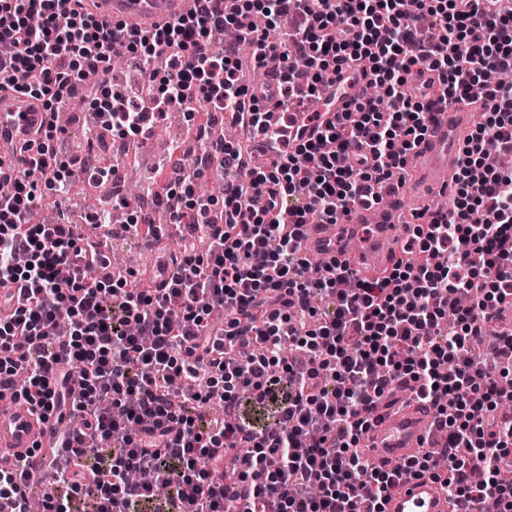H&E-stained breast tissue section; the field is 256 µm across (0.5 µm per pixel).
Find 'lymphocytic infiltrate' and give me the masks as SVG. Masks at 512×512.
Returning a JSON list of instances; mask_svg holds the SVG:
<instances>
[{"label": "lymphocytic infiltrate", "instance_id": "obj_1", "mask_svg": "<svg viewBox=\"0 0 512 512\" xmlns=\"http://www.w3.org/2000/svg\"><path fill=\"white\" fill-rule=\"evenodd\" d=\"M74 0H0V80L47 112L80 87L101 82L94 103L103 128L142 137L154 120L114 83L112 56L168 60L157 98L185 105L217 99L250 135L265 166L214 140L224 202L194 192L201 169L178 184L144 190L178 224L192 223L210 247L183 240L166 288L72 270V225L32 224L43 191L67 194L77 174L51 143L19 150L0 197V284L26 295L0 319V392L69 421L50 449L45 484L27 465L0 467V512H140L164 484L175 512H383L393 486L447 460L453 512L475 499L512 512V410L499 383L512 375V83L489 87L480 123L459 150L448 207L411 226L403 256L368 276L343 265L312 267L307 228L333 224L425 139L434 112L470 98L490 70L512 71V0H201L198 12L144 36L119 33ZM266 27L287 17L284 38L243 33L258 68L274 65L271 95L303 115L300 140L265 122L239 73L238 46L219 42L238 14ZM380 97L354 99L335 123L302 112L335 87L345 65ZM426 65L430 79L416 82ZM266 193V209L254 199ZM224 220L212 222L214 208ZM287 211L284 221L266 218ZM224 307V344L204 329ZM295 358L281 364L284 347ZM414 386L434 411L436 437L392 470L365 461L369 412L385 392ZM222 465L214 481L200 459Z\"/></svg>", "mask_w": 512, "mask_h": 512}]
</instances>
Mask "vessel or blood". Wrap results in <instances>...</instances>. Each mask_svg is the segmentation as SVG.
Returning <instances> with one entry per match:
<instances>
[{
  "label": "vessel or blood",
  "instance_id": "1",
  "mask_svg": "<svg viewBox=\"0 0 512 512\" xmlns=\"http://www.w3.org/2000/svg\"><path fill=\"white\" fill-rule=\"evenodd\" d=\"M93 12L112 25L134 27L146 33L172 24L193 12L197 0H89ZM476 105L466 100L435 113L426 140L414 155L420 161V189L430 194L440 190L457 170L462 130ZM47 123L39 101L0 97V142L23 146L35 139ZM400 192L396 181L377 185L369 200L358 203L335 224L311 227L313 243L325 262L350 260L352 267L373 263L387 254L395 223ZM373 235L362 250H353L349 238L362 228ZM432 422L427 403L416 402L399 410L374 412L368 432L367 456L378 466L391 469L416 454L426 444ZM57 421L25 400L0 401V457L29 459L32 470L47 469L43 449L56 441ZM385 512H449L442 481L426 472L402 482L388 497Z\"/></svg>",
  "mask_w": 512,
  "mask_h": 512
}]
</instances>
